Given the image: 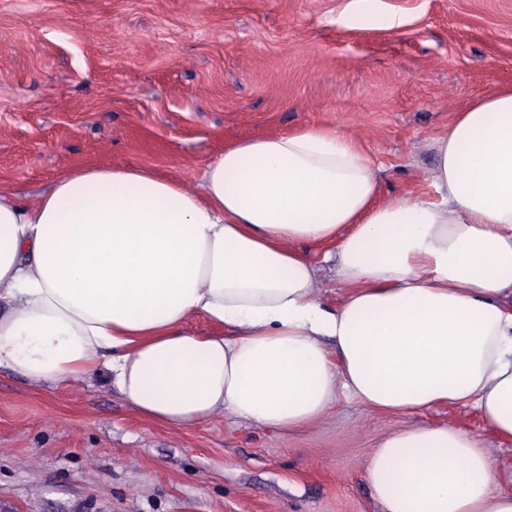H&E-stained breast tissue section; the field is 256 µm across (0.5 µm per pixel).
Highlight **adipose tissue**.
I'll use <instances>...</instances> for the list:
<instances>
[{
  "instance_id": "ef3b65f1",
  "label": "adipose tissue",
  "mask_w": 512,
  "mask_h": 512,
  "mask_svg": "<svg viewBox=\"0 0 512 512\" xmlns=\"http://www.w3.org/2000/svg\"><path fill=\"white\" fill-rule=\"evenodd\" d=\"M435 151L429 195L384 196L376 160L328 127L232 142L189 180L97 164L31 203L0 186V369L50 386L101 371L171 426L227 410L298 427L343 395L469 406L512 440V87ZM297 241L326 244L336 308ZM198 315L212 332L186 329ZM366 476L382 512H512L489 450L453 426L384 436Z\"/></svg>"
}]
</instances>
